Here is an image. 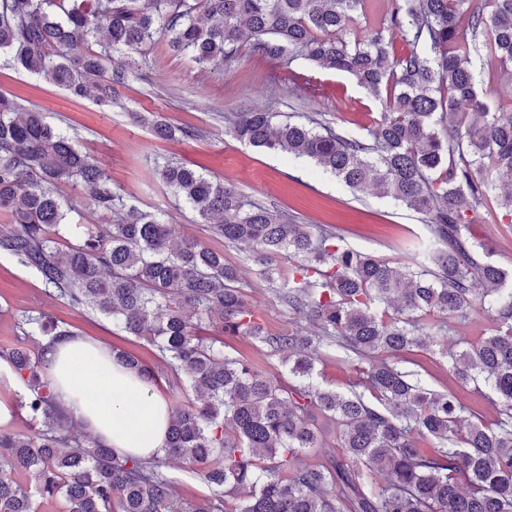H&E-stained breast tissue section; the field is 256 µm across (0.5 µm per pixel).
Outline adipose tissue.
Returning <instances> with one entry per match:
<instances>
[{
	"mask_svg": "<svg viewBox=\"0 0 512 512\" xmlns=\"http://www.w3.org/2000/svg\"><path fill=\"white\" fill-rule=\"evenodd\" d=\"M46 380L83 428L119 454L149 459L161 452L170 418L165 398L107 349L79 337L58 344Z\"/></svg>",
	"mask_w": 512,
	"mask_h": 512,
	"instance_id": "1",
	"label": "adipose tissue"
}]
</instances>
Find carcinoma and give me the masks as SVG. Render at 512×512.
<instances>
[{
	"mask_svg": "<svg viewBox=\"0 0 512 512\" xmlns=\"http://www.w3.org/2000/svg\"><path fill=\"white\" fill-rule=\"evenodd\" d=\"M490 2L484 12L476 0H0V56L109 110L123 108L134 55L160 38L201 70L228 69L245 49L349 74L382 105L361 137L316 112L278 121L265 108L231 113L225 129L426 216L434 240L394 267L188 163L157 164L215 238L247 248L277 302L320 331L269 334L224 252L127 205L75 135L0 93V256L156 348L168 383L195 397L171 408L164 453L196 466L210 488L185 504L159 458L121 456L75 429L42 378L47 354L73 332L40 312L22 320L25 337H44L35 350L0 351L27 389L18 406L32 421L28 434L0 429V512L54 503L62 512H512V273L485 260L471 232L497 186L512 185V91L479 88L473 70L479 57L489 79L512 80V0ZM138 120L161 140L194 136ZM63 185L85 195L68 199ZM84 210L117 220L72 218ZM478 309L493 333L448 348V324ZM226 334L282 353L288 380L226 352ZM415 348L447 360L457 386L488 388L497 419L484 422L455 390L405 369ZM333 352L367 365L345 391L318 382L317 363ZM112 357L149 382L161 377L130 354ZM318 414L336 424L341 454L312 467L304 457L322 440Z\"/></svg>",
	"mask_w": 512,
	"mask_h": 512,
	"instance_id": "obj_1",
	"label": "carcinoma"
}]
</instances>
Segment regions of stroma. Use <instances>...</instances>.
<instances>
[{
    "label": "stroma",
    "mask_w": 512,
    "mask_h": 512,
    "mask_svg": "<svg viewBox=\"0 0 512 512\" xmlns=\"http://www.w3.org/2000/svg\"><path fill=\"white\" fill-rule=\"evenodd\" d=\"M34 104L49 120L77 129V147L100 162L124 200L141 209L164 213L181 234L223 247L224 258L242 271L246 296L266 332L287 331L295 318L278 303L266 281L256 274L244 251L209 237L195 214L175 202L153 171L156 157L195 164L214 179L235 185L243 194L298 223L334 227L344 245L369 252L398 267L430 247L423 215L371 192H355L311 162L258 150L224 132V117L233 112L268 108L285 114L317 112L324 122L352 135L377 117L379 102L348 75L313 67L303 60L292 69L242 55L227 70H199L187 58L158 42L138 60V74L121 94L124 108L101 110L92 99H75L64 89L0 65V93ZM189 126L194 137L165 142L149 124L135 119ZM485 243L490 259L512 271V224L479 220L472 228ZM40 311L68 323L79 336L120 349L150 366L160 361L151 345L125 333H113L110 320L75 310L45 291L34 270L0 257V350L19 344L21 316Z\"/></svg>",
    "instance_id": "1"
}]
</instances>
